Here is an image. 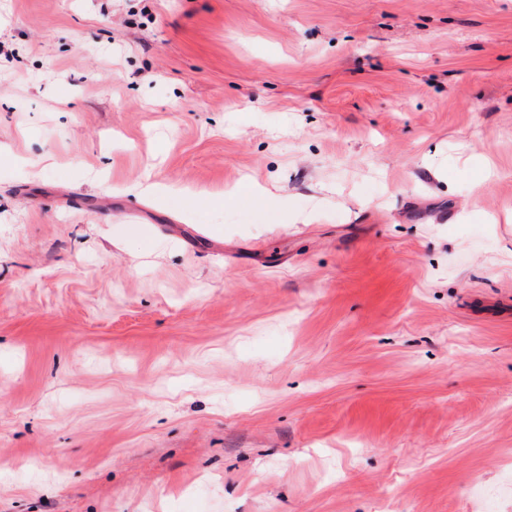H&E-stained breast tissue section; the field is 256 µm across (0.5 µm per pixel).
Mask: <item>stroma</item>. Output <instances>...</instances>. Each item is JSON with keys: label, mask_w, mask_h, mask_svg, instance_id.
<instances>
[{"label": "stroma", "mask_w": 512, "mask_h": 512, "mask_svg": "<svg viewBox=\"0 0 512 512\" xmlns=\"http://www.w3.org/2000/svg\"><path fill=\"white\" fill-rule=\"evenodd\" d=\"M0 43V512H512V0Z\"/></svg>", "instance_id": "stroma-1"}]
</instances>
